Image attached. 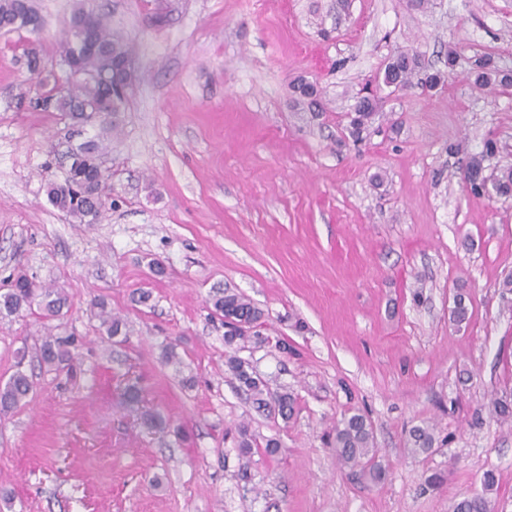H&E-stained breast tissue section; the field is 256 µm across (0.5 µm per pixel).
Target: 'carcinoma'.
Instances as JSON below:
<instances>
[{"label": "carcinoma", "instance_id": "cac0c4a2", "mask_svg": "<svg viewBox=\"0 0 512 512\" xmlns=\"http://www.w3.org/2000/svg\"><path fill=\"white\" fill-rule=\"evenodd\" d=\"M38 15L32 0H0V30L6 32L28 29L30 19ZM56 54L60 64H75L89 74V79L79 85L78 92L56 95L51 89L45 110L66 112L81 124L105 114L117 117L127 101L124 89L126 73L120 70L121 62L129 57L124 41L111 32L104 14L96 11L85 0L73 10L68 29L57 44ZM112 74V80L103 74ZM474 86L483 89L492 84H512V74L497 69L492 56L485 55L475 62ZM447 74L437 70L423 72L418 55L396 51L384 65L382 83L395 91L406 90L412 85L430 90L445 83ZM293 106L314 107L320 100L318 85L306 79L292 83ZM377 100L372 93L358 92L348 113V136L356 143L366 140L376 113ZM103 146L98 139H89L72 150L71 173L62 183L47 186L49 202L78 224H98L106 212V202L99 199L107 188L108 175L102 169L100 156ZM498 152L492 139L484 141L482 149L466 158L465 169L472 177L469 192L476 196H512V167L502 168L495 174H486V161ZM71 305L68 294L62 288H49L36 283L26 275L16 276L5 292H0V315L15 316L34 308L46 321L57 319ZM101 327L110 338L126 332L123 319L106 311L103 301L95 302ZM212 315L224 321V345L229 348L225 366L237 382L238 390L252 408L269 417L288 422L297 407L295 395L283 388H272L268 380L259 376L250 361L236 355L247 343L262 344L265 341L255 327L263 323L265 312L247 296L224 291L212 299ZM472 304L469 293H456L449 320L460 327L470 321ZM74 337L47 336L36 348L40 363L57 370L69 364ZM32 390V382L21 371L0 385V414L16 409ZM492 415L501 421L512 419V402L506 398L492 401ZM237 447L249 453L255 439L249 424L243 422L236 428ZM435 427L428 421L413 426L405 438V447L413 453H426L435 445ZM328 445L340 465L349 470L368 473L371 479L381 480L385 470L375 461L376 448L372 425L361 413L343 416L329 434ZM454 512H491L484 496L464 498L456 503Z\"/></svg>", "mask_w": 512, "mask_h": 512}]
</instances>
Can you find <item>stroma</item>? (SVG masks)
I'll use <instances>...</instances> for the list:
<instances>
[{"label": "stroma", "mask_w": 512, "mask_h": 512, "mask_svg": "<svg viewBox=\"0 0 512 512\" xmlns=\"http://www.w3.org/2000/svg\"><path fill=\"white\" fill-rule=\"evenodd\" d=\"M75 3L34 0L40 76L24 64L30 33L0 32V290L24 274L71 298L55 321L0 318V384L19 370L33 382L0 415L7 512H454L489 471L492 512H512V420L489 412L512 394L499 288L512 197L478 199L461 181L489 138L491 167L512 165V88L476 90L470 73L484 54L512 70V0H95L135 70L107 130L17 104L52 88ZM452 48L445 89L382 96L376 133L348 138L353 94L390 54L415 52L432 72ZM300 76L322 91L319 117L289 105ZM99 134L113 205L77 224L46 185L65 179L72 145ZM461 288L473 313L459 328L449 311ZM227 289L266 314L268 343L241 355L297 396L290 421L252 410L225 367L210 308ZM99 297L127 320L125 342L104 336ZM50 334L75 336L69 368L36 361ZM167 345L178 363H164ZM357 409L386 471L378 483L342 470L325 442ZM146 412L164 426L146 427ZM423 420L437 443L414 454L405 434ZM243 421L279 453L240 455ZM434 473L444 479L431 487Z\"/></svg>", "instance_id": "obj_1"}]
</instances>
